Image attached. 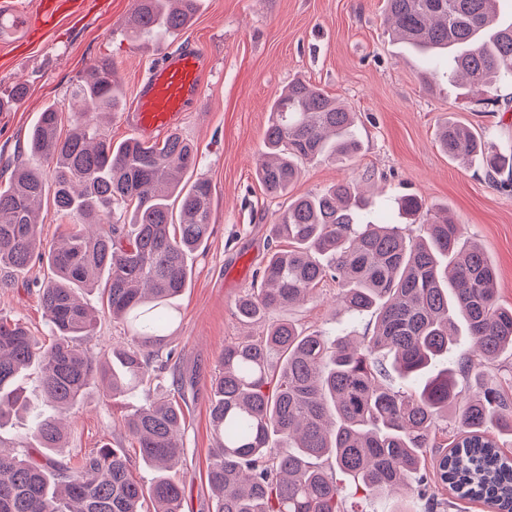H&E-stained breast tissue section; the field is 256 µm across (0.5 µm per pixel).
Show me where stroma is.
I'll use <instances>...</instances> for the list:
<instances>
[{"instance_id": "obj_1", "label": "stroma", "mask_w": 512, "mask_h": 512, "mask_svg": "<svg viewBox=\"0 0 512 512\" xmlns=\"http://www.w3.org/2000/svg\"><path fill=\"white\" fill-rule=\"evenodd\" d=\"M131 0H86L73 17L39 33L18 52L0 58V96L15 85L27 88L20 103L0 112V182L8 181L40 112L71 102V90L96 59L113 60L125 102L161 54L160 47L132 41L123 32ZM384 0H198L192 23L174 45L198 46L206 57L202 94L185 112L179 134L197 146L195 176L214 189L212 234L189 258V288L173 304L168 329L174 356L170 368L195 376L197 393L186 411L185 458L175 468L184 489L183 512H212L206 478L213 446L209 421L210 384L226 344L261 335L264 323H241L238 298L255 280L269 251V227L288 196L323 190L356 178L368 190L369 220L404 194L422 197L430 208H449L464 238L480 244L498 273L497 301L512 306V188L488 179L479 162L445 154L436 138L451 119L474 128L501 149L512 148V110L477 101L467 89L441 81L426 92L421 63L410 61L381 23ZM295 78L325 91L357 114L362 142L350 162L305 165L288 196L266 195L255 178L274 99ZM48 273L42 261L15 277L0 271V315L26 323L50 339L38 287ZM334 283L320 284L283 316L304 331L339 330L359 340L366 320L350 318L336 302ZM140 396L102 401L97 388L61 414L63 457L68 464L93 449L130 448L120 426Z\"/></svg>"}]
</instances>
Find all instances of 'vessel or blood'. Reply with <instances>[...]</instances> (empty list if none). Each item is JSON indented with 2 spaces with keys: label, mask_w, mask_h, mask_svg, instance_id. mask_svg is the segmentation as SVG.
<instances>
[{
  "label": "vessel or blood",
  "mask_w": 512,
  "mask_h": 512,
  "mask_svg": "<svg viewBox=\"0 0 512 512\" xmlns=\"http://www.w3.org/2000/svg\"><path fill=\"white\" fill-rule=\"evenodd\" d=\"M59 17L53 0H0V48L29 42L35 30L52 27ZM201 52L191 46L167 55L136 90L132 123L141 139L178 129L183 112L201 94Z\"/></svg>",
  "instance_id": "1"
}]
</instances>
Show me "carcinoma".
Listing matches in <instances>:
<instances>
[{
  "mask_svg": "<svg viewBox=\"0 0 512 512\" xmlns=\"http://www.w3.org/2000/svg\"><path fill=\"white\" fill-rule=\"evenodd\" d=\"M498 2L385 0V21L426 62L427 90L446 77L497 106L501 85L512 81V22L499 18ZM197 8L198 0H132L124 29L134 40L162 44ZM72 97L82 109L68 136L58 134L68 108H45L0 186V269L22 272L41 255L36 209L47 179L57 213L77 220L49 249L50 275L39 288L52 342L0 315V427L27 409L17 381L31 365L41 367L45 393L62 409L80 401L98 374L107 382L105 400L144 393L121 427L155 476L137 482L125 449L107 445L64 465L61 421L42 417L17 443L22 453H0V512H147V502L152 512H181L183 488L171 469L186 454L185 413L177 399L151 395L150 386L167 369L169 308L189 285L188 257L211 235L213 187L202 178L180 182L194 172L198 152L177 133L160 144H114L101 132L97 114L122 103L111 60L94 61ZM437 140L448 156L479 158L488 176L505 173L500 184L512 183V151L469 126L450 119ZM360 150L354 113L296 79L270 106L256 178L268 194L284 196L304 165L349 160ZM43 158L55 160L49 174ZM368 207L347 179L288 199L272 225V240L288 248L268 254L236 302L238 319L252 323L290 308L331 280L348 313L370 317L371 332L357 342L331 340L278 320L256 338L224 346L209 405L212 512H366L361 498L343 497L339 474L356 479L367 496L414 483L423 496L433 482L422 473L427 450L455 410L451 449L435 452L439 483L459 499L512 512V458L498 439L512 433V403L481 382L461 406L457 381V373L480 374L512 353V307L497 303L496 269L481 247L462 241V225L446 208L433 211L408 194L398 198L396 217L373 222ZM415 223L418 235L403 231ZM93 289L126 322L131 345L94 351L97 312L79 296ZM461 324L480 359L462 353L458 369L431 371L452 352ZM170 381L183 397L195 393L192 377L174 372Z\"/></svg>",
  "mask_w": 512,
  "mask_h": 512,
  "instance_id": "carcinoma-1",
  "label": "carcinoma"
}]
</instances>
